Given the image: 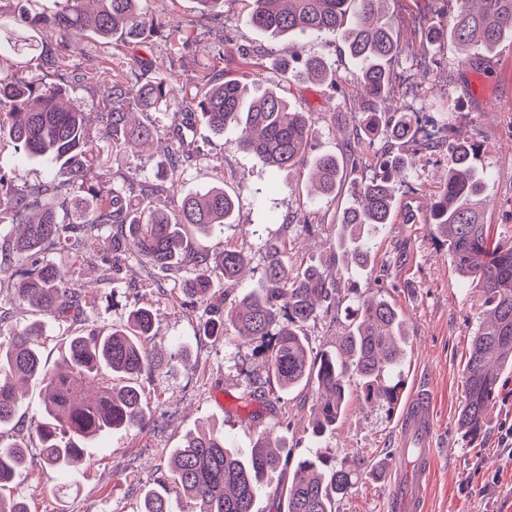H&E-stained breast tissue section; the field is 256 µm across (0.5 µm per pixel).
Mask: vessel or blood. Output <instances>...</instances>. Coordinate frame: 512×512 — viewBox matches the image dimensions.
I'll return each mask as SVG.
<instances>
[{
    "instance_id": "obj_1",
    "label": "vessel or blood",
    "mask_w": 512,
    "mask_h": 512,
    "mask_svg": "<svg viewBox=\"0 0 512 512\" xmlns=\"http://www.w3.org/2000/svg\"><path fill=\"white\" fill-rule=\"evenodd\" d=\"M435 428L427 394L412 390L398 425L393 459L409 468V484L393 482L388 512H425L424 490L437 464Z\"/></svg>"
}]
</instances>
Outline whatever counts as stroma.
<instances>
[{
	"mask_svg": "<svg viewBox=\"0 0 512 512\" xmlns=\"http://www.w3.org/2000/svg\"><path fill=\"white\" fill-rule=\"evenodd\" d=\"M150 15L182 28L186 44L152 38L150 47L115 40L102 43L87 36L77 55L57 64L56 39L46 40L30 67L34 77L64 83L95 112L100 86L111 80L110 61L122 62L133 76L169 77L179 94L200 91L202 72L217 79L250 81L253 74L268 86L284 85L288 99L313 117V154L343 153L347 135L358 132L361 161L348 173L336 195H311L307 172H275L242 150L235 133L212 132L195 118L191 134L204 157L180 177L181 191L224 186L237 198L233 223L215 227L190 241L210 256L234 249L247 256L240 291L263 282L264 247L279 243L294 264L315 265L338 274L343 305L304 328L313 351L332 352L347 324L345 308L363 295L383 292L407 326L398 373L403 387L418 386L433 397L437 427V465L426 490V512H512V457L498 444L499 430L512 423V372L499 380L497 398L482 431L470 436L458 425L464 400V366L482 319L480 290L461 280L448 257V246L431 233V204L442 189L440 177L446 148L424 149L389 141L383 132L368 133L369 120L352 94L357 66L344 53L339 36L275 37L249 25L251 0H224L215 12H204L198 0H146ZM399 43L392 60L393 84L387 107L424 112L446 128L449 140L482 145L477 165L485 175L488 197L485 220L497 241L512 243V44L492 54L463 55L444 38L430 44L427 24L447 27L455 13L453 0H387ZM322 57L335 71L337 84L292 80L273 60L288 54L289 45ZM223 56H216V49ZM114 176L131 170L156 177L166 158L159 149L116 151L104 141ZM403 155L408 165L397 186L391 224L372 241L371 269L360 273L333 258L338 243L337 216L356 202L361 182L373 173L378 153ZM114 258L118 286L113 301L93 287L97 269ZM49 260L70 270L86 287V307L98 327L121 323L131 306H145L154 316L150 347H187V368L172 373L144 372L138 378L149 423L144 430L114 429L88 442L84 463L69 472L44 468L32 432L42 408L39 382L24 388L20 426L4 438L30 445L29 466L0 497L24 500L30 512H140L141 493L166 481L172 449L185 437L219 428L232 447L251 448L257 433L273 431L292 463L269 474L257 495L254 512H277L280 496L296 474V461L323 454L360 470L357 484L336 501V512H386L387 486L379 473L396 445L398 413L387 406L363 404L357 380H350L344 411L334 429L320 437L310 433L313 387L280 394L268 382L264 357L253 342L227 334L204 335L191 299L175 290L173 281L150 276L141 264L113 256L108 244L76 255L54 250ZM254 391L245 400L244 391Z\"/></svg>",
	"mask_w": 512,
	"mask_h": 512,
	"instance_id": "1",
	"label": "stroma"
}]
</instances>
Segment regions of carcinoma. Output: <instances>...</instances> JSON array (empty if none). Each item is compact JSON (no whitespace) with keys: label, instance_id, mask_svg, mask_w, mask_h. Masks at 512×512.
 <instances>
[{"label":"carcinoma","instance_id":"1","mask_svg":"<svg viewBox=\"0 0 512 512\" xmlns=\"http://www.w3.org/2000/svg\"><path fill=\"white\" fill-rule=\"evenodd\" d=\"M97 11L85 10V0H63L55 13L19 14V27L0 30L5 44L20 58L36 49L29 32L60 38L76 45L88 34L109 42L114 38L141 46L162 27L143 12L141 0H96ZM248 22L254 28L287 37L292 34L339 33L348 55L359 69L356 86L370 125L383 126L395 140L416 141V112H383L391 86L388 62L399 45L393 18L382 9L385 0H252ZM450 36L466 51L491 52L512 40V0H461ZM282 67L308 80H331L325 61L292 47ZM207 90L200 100L178 98L168 81L156 76L144 82L113 80L104 86V111L96 113L100 135L122 148L133 142H155L156 127L145 119L131 123L137 111L186 115L173 128L165 146L168 169L179 171L199 157L188 139L192 114L198 113L218 134L234 131L244 151L264 160L274 171L311 166L315 185L324 196L336 192L344 163L336 154L311 157V113L291 106L278 88L249 97L236 79L216 82L202 74ZM91 113L69 89L40 82L20 65L0 76V134H5L27 158L46 164L49 172L66 170L69 181L55 186L61 197L72 196V211L60 215L46 197L50 187L12 183L0 168V276L18 279L17 296L33 312L85 331L67 338L65 366L45 367L42 348L45 325L34 322L22 329L8 325L0 311V429L16 419L22 384L38 380L45 396L35 422L45 467L67 470L83 462L81 446L116 427L143 429L147 412L137 386L145 371L172 372L186 362V350H151L143 339L152 336L153 315L147 308L129 312L126 322L109 329L93 326L83 303L82 289L68 274L47 260L55 249L80 253L103 234L112 252L137 260L166 275L194 272L193 303L202 309L201 321L210 336L231 327L258 346L269 378L287 394L315 384L311 429L318 435L336 426L346 403L347 382L356 378L368 404L396 403L397 387L386 377L400 364L405 322L392 302L380 294L358 299L336 352L312 353L303 328L340 303L337 279L316 266L296 267L280 246L267 248L263 284L244 292L225 313L212 318V277L232 286L247 263L235 250H224L215 267L206 254L189 243L187 229L207 235L217 224L232 223L236 203L222 186L182 194L175 180L162 173L152 181L137 171L113 177L91 133ZM477 146L457 140L448 144L444 185L432 211L431 231L448 242V256L465 279L481 288L487 317L473 337L465 366L461 428L473 435L483 426L497 394L499 374L512 369V244L493 241L483 221L487 200L484 175L475 165ZM379 172L360 188L355 206L343 213L339 241L347 263L364 271L371 244L395 209V176L407 166L402 155L377 156ZM281 447L260 433L245 453L228 444L224 432L212 429L186 438L170 455L171 475L163 492L147 490L140 512H171L170 498L191 504L189 512H253L254 499L267 474L286 466ZM27 465V448L0 437V487L10 484ZM300 478L285 492V512H336V500L357 483L360 473L346 465L317 457L298 462Z\"/></svg>","mask_w":512,"mask_h":512}]
</instances>
